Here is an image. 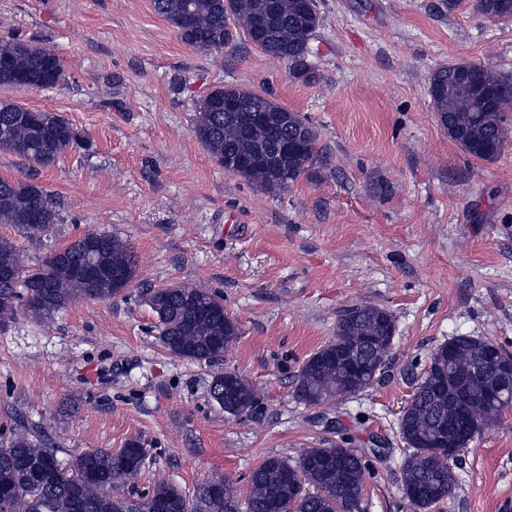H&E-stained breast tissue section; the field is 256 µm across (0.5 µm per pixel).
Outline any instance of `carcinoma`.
Here are the masks:
<instances>
[{
  "label": "carcinoma",
  "mask_w": 512,
  "mask_h": 512,
  "mask_svg": "<svg viewBox=\"0 0 512 512\" xmlns=\"http://www.w3.org/2000/svg\"><path fill=\"white\" fill-rule=\"evenodd\" d=\"M268 0H153L155 12L176 28L181 41L200 53L233 48L241 35L266 55L288 64L293 75L310 80V40L320 17L317 0H278L274 13ZM487 18L512 17V0H477ZM0 85L19 78L33 88L64 79L62 59L52 50L13 38L0 42ZM429 95L448 136L469 155L497 157L509 130L504 111L512 106V86L490 68L468 63L443 67L430 78ZM245 104L224 114V99ZM193 133L224 170L237 158H252L243 177L262 190L281 195L312 166L318 134L312 123L260 93L216 85L194 101ZM26 107L0 101V151L43 168L56 163L69 148L83 146L78 132L61 117L36 112V119H17ZM298 141L295 154L282 160L277 146L284 138ZM57 214L45 189L22 179L0 178V224L25 233H48ZM91 261L99 276L94 287L72 273ZM13 278L0 280V326L12 321L20 305L34 317L50 320L77 299L109 300L124 293L136 278L137 256L116 235L86 232L56 246L34 266L25 264L14 241L0 237V270ZM147 303L158 322L159 340L171 354L210 363L224 355L240 336L224 299L206 288L168 285L151 292ZM373 339L364 356L367 369L347 371V352L360 338ZM395 322L383 308L355 304L345 308L336 337L310 355L296 376L295 394L307 406H320L358 393L378 379L393 347ZM494 341L460 335L435 349L428 367L413 379V393L398 418V436L408 456L402 468V491L412 512H432L456 483L457 456L439 443L448 416L463 410L468 429L477 435L494 423L505 405L488 397V381L496 378L512 354L491 362L486 354ZM209 392L220 406L232 399L233 416H253L261 407L257 388L235 371L212 376ZM147 449L132 440L116 451L85 450L62 463L30 432L0 443V512H356L365 490L366 460L361 451L343 446L309 448L291 461L264 459L250 474L248 492L240 499L230 481L218 477L189 497L176 485L158 481L151 491L133 496L142 475Z\"/></svg>",
  "instance_id": "1"
}]
</instances>
